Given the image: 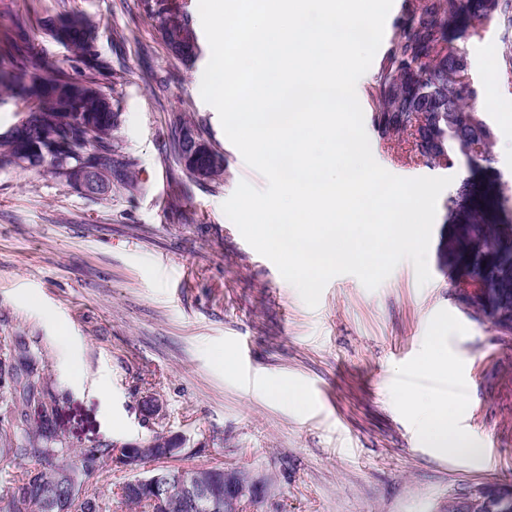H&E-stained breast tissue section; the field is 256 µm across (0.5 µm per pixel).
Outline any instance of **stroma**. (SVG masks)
<instances>
[{
  "mask_svg": "<svg viewBox=\"0 0 512 512\" xmlns=\"http://www.w3.org/2000/svg\"><path fill=\"white\" fill-rule=\"evenodd\" d=\"M67 2L99 23L117 135L139 189L101 200L47 173L0 168V337H23L42 358L63 440L80 450L179 437L172 468L232 464L269 480L268 498L242 512H445L481 487L512 489V333L473 317L439 250L468 166L429 167L407 139L379 137L369 97L379 62L356 84L374 159L400 177L454 179L437 203L431 280L419 285L407 260L374 290L341 275L312 309L222 209L240 181L262 189L266 180L201 96L210 49L182 66L145 0ZM128 29L133 37L116 44ZM464 48L481 86L512 52V32L491 27ZM177 113L224 158L218 180L184 195L165 156ZM487 116L497 138L476 181L512 187V85H500ZM435 345L453 377L416 371ZM244 357L258 376L251 386ZM281 379L305 401L267 395ZM405 388L458 393V424L480 457L427 448L395 396Z\"/></svg>",
  "mask_w": 512,
  "mask_h": 512,
  "instance_id": "1",
  "label": "stroma"
}]
</instances>
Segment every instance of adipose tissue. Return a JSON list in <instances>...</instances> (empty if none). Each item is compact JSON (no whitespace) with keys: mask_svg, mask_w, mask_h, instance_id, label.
Instances as JSON below:
<instances>
[{"mask_svg":"<svg viewBox=\"0 0 512 512\" xmlns=\"http://www.w3.org/2000/svg\"><path fill=\"white\" fill-rule=\"evenodd\" d=\"M397 398L415 415L418 434L427 447L440 453L474 454L470 436L455 424V411L461 403L458 395L403 389Z\"/></svg>","mask_w":512,"mask_h":512,"instance_id":"1","label":"adipose tissue"}]
</instances>
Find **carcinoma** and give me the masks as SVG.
Here are the masks:
<instances>
[{"label": "carcinoma", "instance_id": "carcinoma-1", "mask_svg": "<svg viewBox=\"0 0 512 512\" xmlns=\"http://www.w3.org/2000/svg\"><path fill=\"white\" fill-rule=\"evenodd\" d=\"M151 10L158 31L172 56L190 63L197 54L172 46L168 34L191 25L188 0H158ZM45 27L53 39H62L81 69L72 74L55 68L32 44V33ZM512 30V0H418L412 5L380 64L371 87L373 125L380 137H411L416 157L429 167L452 168L465 159L488 161L496 141V130L475 101L478 90L464 80L461 60L467 53L458 41L479 38L486 28ZM97 27L89 16L70 9L51 21L38 18L28 5L11 14L10 27L0 33V93L21 103L14 124L0 134V165L12 162L30 142L46 150V171L68 184L75 166L100 169L96 174L107 191L120 185L137 190L130 161L123 159L115 132L118 112L112 97V60L96 49ZM504 192L484 188L479 199L460 205L464 222L448 237V257L470 275L480 276L497 295L498 315L492 322L512 326V209ZM0 355L17 364L7 372L9 394L0 402L9 407L0 428V464L37 458L38 469L11 476L0 484V499L7 512H49L48 499L56 497L69 510L79 503V512H110L104 496L84 488L86 479L119 462L131 469L151 454L125 447L115 455L114 446L100 444L80 451L65 445L53 414L55 397L46 384L45 368L19 342L0 341ZM38 408L40 425L12 432L28 416L27 408ZM201 487L216 485L218 474L211 468L168 474L160 505L153 488L134 478L122 489L124 501L150 512H190L183 493V478Z\"/></svg>", "mask_w": 512, "mask_h": 512}]
</instances>
